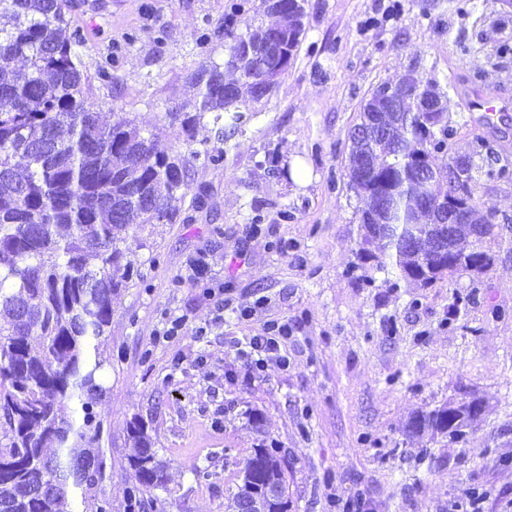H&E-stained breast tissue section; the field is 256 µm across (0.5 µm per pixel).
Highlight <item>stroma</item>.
I'll return each mask as SVG.
<instances>
[{
    "instance_id": "obj_1",
    "label": "stroma",
    "mask_w": 512,
    "mask_h": 512,
    "mask_svg": "<svg viewBox=\"0 0 512 512\" xmlns=\"http://www.w3.org/2000/svg\"><path fill=\"white\" fill-rule=\"evenodd\" d=\"M75 2L67 14L87 36L77 52L101 121L126 112L157 133L158 151L184 157L190 193L205 199L190 222L158 225L135 249L140 276L112 301L97 407L106 477L78 512L104 501L126 512L136 416L167 466L142 512H228L261 445L279 450L291 512H336L358 496L369 512H449L473 488L480 512H512V247L482 275L480 304L449 320L472 275L395 289L359 265V200L344 176L362 102L409 72L445 95L456 129L447 156L481 136L512 168V111L489 128L467 109L476 89L512 104V0H306L294 63L269 97L243 105L224 144L206 122L178 134L168 115L187 107L192 72L223 62L230 0ZM114 46L120 66L96 80ZM217 148L220 165L195 157ZM475 204L512 238V178L479 175ZM176 318L182 331L167 335ZM268 320L292 328L289 364L252 375L231 340ZM474 398L484 411L465 441L405 436L414 412Z\"/></svg>"
}]
</instances>
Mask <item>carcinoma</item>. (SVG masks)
<instances>
[{"mask_svg":"<svg viewBox=\"0 0 512 512\" xmlns=\"http://www.w3.org/2000/svg\"><path fill=\"white\" fill-rule=\"evenodd\" d=\"M305 0H282L281 18L266 25L247 17V0L224 13V65L200 68L190 81L193 110L168 117L190 133L212 123L228 140L245 115L243 95L260 101L251 82L267 30H280L290 66L304 34ZM67 0H0V512H75L73 490L102 481L103 423L95 406L106 358L112 296L134 272L131 243L137 231L172 224L189 190L185 163L158 153L151 138L125 112L103 124L89 98L91 84L76 48L85 33L66 17ZM27 73L18 75L17 61ZM236 75L225 80L224 70ZM381 136L350 139L345 176L358 208L359 260L394 270L391 288H427L459 272L479 275L493 263L502 239L488 216L476 214L475 158L487 149L472 142L469 156L449 159L464 173L460 188L437 178L419 179L414 161L448 154L456 133L442 112H422L419 102L381 101ZM368 155L380 181L366 180L358 161ZM463 212L450 226L447 254L438 252L436 203ZM480 412L468 402L421 411L406 432L461 440ZM128 438L130 505L165 484L148 427L136 418ZM274 494L251 500L252 512H288V486L274 448L253 450L231 493L239 512L253 486Z\"/></svg>","mask_w":512,"mask_h":512,"instance_id":"cac0c4a2","label":"carcinoma"}]
</instances>
